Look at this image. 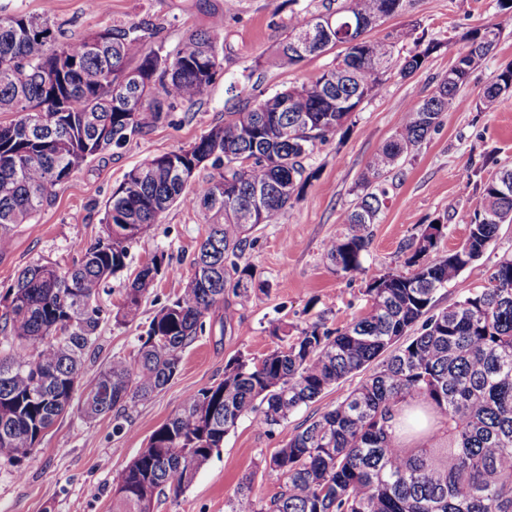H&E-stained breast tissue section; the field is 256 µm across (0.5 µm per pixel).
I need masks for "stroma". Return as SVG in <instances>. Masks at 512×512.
Returning <instances> with one entry per match:
<instances>
[{
  "label": "stroma",
  "mask_w": 512,
  "mask_h": 512,
  "mask_svg": "<svg viewBox=\"0 0 512 512\" xmlns=\"http://www.w3.org/2000/svg\"><path fill=\"white\" fill-rule=\"evenodd\" d=\"M329 0H0V15L22 12L48 18L66 34L90 33L113 25L138 24L155 30L151 45L171 51L190 32L222 21L218 42L222 67L207 95L194 105L178 103L148 134L123 148L92 157L68 181L56 185L32 223L21 225L14 239L0 246V309L20 270L37 262L71 268L79 255L76 242L105 237L104 204L126 174L149 157L188 147L212 127L255 100L293 85L314 80L336 57V50L308 57L299 65L281 67L275 58L295 19L323 12ZM497 24L502 35L494 50L476 68L464 91L469 109L449 108L436 131L388 174L386 202L368 229L369 245L362 256L364 275L349 278L337 272L326 255L327 243L344 236L343 214L357 201L358 185L378 148L394 134L407 104L430 94L471 29ZM414 27L424 42L438 48L424 67L404 78L388 75L381 88L352 114L351 127L318 145L304 165L311 178L302 199L278 223L260 227L245 260L255 272L257 287L248 298L233 299L230 327L208 321L185 350L179 371L167 387L148 402L126 410L122 419L105 415L84 420L77 411L60 417L41 438L39 449L21 465L0 464V512H112V487L124 467L144 448L152 432L182 403L185 395L220 382L225 363L242 355L261 360L279 345L275 327L298 335L322 321L335 329L346 326L369 305V276L406 271V259L425 227L443 226L439 252L464 242L479 200L475 181L497 167H512V92L492 112L475 108L484 87L512 64V8L501 0H410L408 9L381 20L369 31L373 40L402 27ZM494 164H485L486 155ZM205 234L202 215L176 206L165 212L146 235L130 247L127 266L108 283L102 295L95 348L84 363L91 380L112 358L132 357L148 322L190 279L197 245ZM165 253L180 277L159 278L142 303L139 321L116 324L113 316L124 289L157 253ZM512 257V224L501 225L489 248L472 266L435 296L436 309L459 301L465 290L483 285L488 271ZM360 381L351 376L326 389L287 422L268 433L251 419H241L182 494L160 497L153 512H225L240 480L253 475L251 496L262 501L278 489L263 460L297 432L306 419L342 399Z\"/></svg>",
  "instance_id": "35a3bbf8"
}]
</instances>
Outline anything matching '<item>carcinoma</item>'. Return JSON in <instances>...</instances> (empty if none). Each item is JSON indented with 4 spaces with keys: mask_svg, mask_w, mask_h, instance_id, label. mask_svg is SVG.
I'll return each instance as SVG.
<instances>
[{
    "mask_svg": "<svg viewBox=\"0 0 512 512\" xmlns=\"http://www.w3.org/2000/svg\"><path fill=\"white\" fill-rule=\"evenodd\" d=\"M406 2L343 0L297 17L276 63L303 61L296 44L313 27L322 38L341 37L334 63L307 85L258 100L189 147L131 169L106 202V237L78 245L73 267L20 271L0 314V463L32 456L73 407L95 419L151 399L174 378L183 349L206 320H233L226 296H248L253 275L240 259L250 234L277 223L299 200L304 161L316 143L339 130L388 74L417 72L434 49L421 47L412 28L367 38L377 20L402 12ZM104 32L105 42L92 47L86 35L59 40L40 16L0 17V112L15 114L0 125V245L87 159L148 133L163 120L164 102L201 101L221 69L214 22L171 52L147 45L136 24ZM501 33L497 24L472 30L434 91L408 104L343 216L349 233L326 245L336 271L363 273L366 229L385 202L382 178L436 130L448 108L460 106L462 88ZM409 41L414 49L394 55L396 44ZM510 88L512 65L484 88L479 109L493 111ZM207 165L208 179L195 181ZM479 190L463 244L432 256L442 232L427 225L406 261L413 271L371 277L370 305L358 319L336 330L312 323L280 338L258 362L237 356L224 365L220 383L186 395L121 472L112 512H152L155 498L193 484L242 418L272 433L325 389L368 369L359 385L263 460L279 491L257 509L246 475L226 512H512V258L488 272L483 288L433 311L436 292L479 259L500 225L512 223V169L480 182ZM176 204L200 211L207 226L190 281L157 310L133 358H112L81 385L103 285L126 266L129 245ZM249 210L255 219L245 224L239 213ZM163 263L154 258L124 289L117 324L139 319ZM416 406L446 433L448 447L407 443L414 424L405 410Z\"/></svg>",
    "mask_w": 512,
    "mask_h": 512,
    "instance_id": "carcinoma-1",
    "label": "carcinoma"
}]
</instances>
